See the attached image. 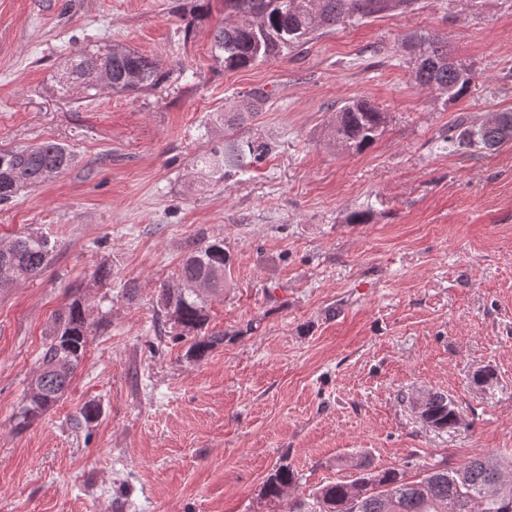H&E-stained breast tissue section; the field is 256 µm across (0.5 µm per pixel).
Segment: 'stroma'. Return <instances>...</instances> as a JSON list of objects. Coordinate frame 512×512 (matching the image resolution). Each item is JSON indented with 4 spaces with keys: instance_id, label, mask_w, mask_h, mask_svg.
<instances>
[{
    "instance_id": "1",
    "label": "stroma",
    "mask_w": 512,
    "mask_h": 512,
    "mask_svg": "<svg viewBox=\"0 0 512 512\" xmlns=\"http://www.w3.org/2000/svg\"><path fill=\"white\" fill-rule=\"evenodd\" d=\"M194 5L0 0V149L52 141L75 156L0 204V239L56 244L39 276L0 287V512H287L363 466L411 477L512 461V143L441 146L448 127L512 111V0L349 17L230 72L211 52L222 0L188 36ZM415 34L474 64L464 98L416 83L399 49ZM95 45L156 56L172 76L132 96L59 90L71 54ZM255 87L271 97L251 131L273 152L200 179L196 157L224 135L205 121ZM353 98L387 115L360 153L327 137ZM361 210L368 223H349ZM215 238L232 273L208 299L220 340L197 360L164 323L159 288ZM102 264L112 276L99 284ZM76 294L99 327L65 396L19 426ZM435 391L455 402V428L421 418L416 397ZM89 404L99 416L85 423ZM281 467L294 482L266 498Z\"/></svg>"
}]
</instances>
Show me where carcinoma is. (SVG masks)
I'll return each instance as SVG.
<instances>
[{"label": "carcinoma", "mask_w": 512, "mask_h": 512, "mask_svg": "<svg viewBox=\"0 0 512 512\" xmlns=\"http://www.w3.org/2000/svg\"><path fill=\"white\" fill-rule=\"evenodd\" d=\"M413 4L415 0H224L225 20L213 33V54L226 71L244 69L301 46L309 36L336 26L346 16L373 17ZM403 49L415 59V81L439 91L450 103L458 101L475 79L473 67L454 60L448 45L439 39L421 36ZM99 71L108 75L112 91L127 95L160 88L171 74L156 56L123 46L85 47L68 59L59 88L96 90L94 76ZM269 98L267 91L256 88L244 94L231 111L213 114L214 121L224 126V142L197 158V173L222 179L265 160L271 144L246 133L245 128ZM505 116L508 121L501 126L481 122L450 129L442 142L449 148L462 143L491 148L512 141V112ZM385 124V113L379 108L362 99L352 100L338 109L328 137L360 153L378 139ZM73 163V154L57 143L0 150V204L60 175ZM53 250L48 238L34 233L1 239L0 285L39 275ZM231 261L222 239L209 241L188 255L178 284L161 290L166 320L189 333L202 330L208 319L206 293L224 291ZM93 331L95 323L79 298L57 314L42 351L41 371L21 409V422L42 415L64 395ZM419 406L422 419L431 427L450 429L459 422L455 403L443 393L419 397ZM507 475L503 465L486 457H473L454 468L434 466L415 479L396 469H364L349 481L320 487L313 496L290 505L288 512H512V478ZM292 480L288 469H279L267 481L266 496L279 498Z\"/></svg>", "instance_id": "cac0c4a2"}]
</instances>
